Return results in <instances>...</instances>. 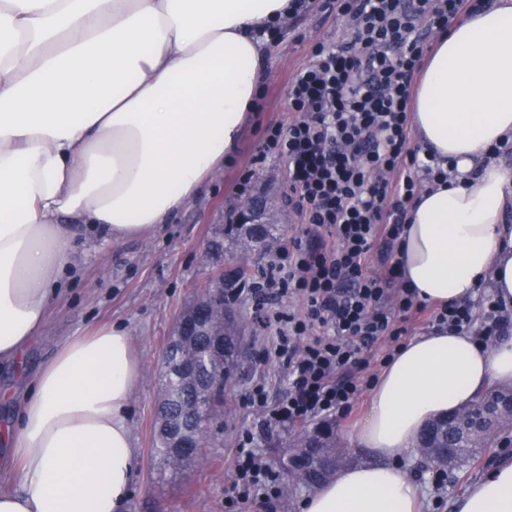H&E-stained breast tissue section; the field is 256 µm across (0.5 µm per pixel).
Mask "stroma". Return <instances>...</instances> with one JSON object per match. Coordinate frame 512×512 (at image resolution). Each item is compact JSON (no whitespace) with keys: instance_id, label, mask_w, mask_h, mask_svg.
Returning <instances> with one entry per match:
<instances>
[{"instance_id":"obj_1","label":"stroma","mask_w":512,"mask_h":512,"mask_svg":"<svg viewBox=\"0 0 512 512\" xmlns=\"http://www.w3.org/2000/svg\"><path fill=\"white\" fill-rule=\"evenodd\" d=\"M345 37L333 0H310L305 12L282 26L267 44V74L258 107L222 173L149 239L82 240L75 257L76 271L65 279L61 296L51 303L46 326L26 353L25 369L0 368V387L22 391L58 340L116 322L127 328L143 365V379L131 404L139 464L126 512H225L238 438L263 422L259 413L246 406L244 394L259 379L265 380L273 398L287 387L282 366L262 357L269 333L261 325L257 307L247 297L234 299L246 320L247 362L224 398L223 412L207 427L204 465L192 464L174 473L160 469L152 458L161 362L175 320L217 271L232 270L237 264L229 227L239 202V176L261 145L267 124L291 119L288 83L310 64L312 45L318 41L333 44ZM368 399V393H361L347 417L332 421L342 464L369 458L366 449L350 440ZM506 457L512 458V434L499 439L474 467L455 473L439 486L434 483L435 469L426 467L413 453L404 454L400 465L425 491L423 512H452L454 499Z\"/></svg>"}]
</instances>
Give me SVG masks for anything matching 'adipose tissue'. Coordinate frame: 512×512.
<instances>
[{
  "label": "adipose tissue",
  "mask_w": 512,
  "mask_h": 512,
  "mask_svg": "<svg viewBox=\"0 0 512 512\" xmlns=\"http://www.w3.org/2000/svg\"><path fill=\"white\" fill-rule=\"evenodd\" d=\"M291 0H0V362L21 366L72 272L78 234L109 242L170 223L235 150L266 71L265 36ZM411 124L441 176L416 194L398 242L406 287L429 303L489 287L512 303V0H484L439 33ZM128 330L58 342L0 427L12 454L0 512H123L138 468ZM512 384V339L445 328L404 343L352 438L374 455L301 512H421L394 458L424 425ZM453 512H512V459Z\"/></svg>",
  "instance_id": "ef3b65f1"
}]
</instances>
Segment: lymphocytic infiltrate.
<instances>
[{"label":"lymphocytic infiltrate","mask_w":512,"mask_h":512,"mask_svg":"<svg viewBox=\"0 0 512 512\" xmlns=\"http://www.w3.org/2000/svg\"><path fill=\"white\" fill-rule=\"evenodd\" d=\"M468 0H336L348 25L338 44L315 43L314 61L291 79L288 124L266 126L237 191L248 196L256 167L280 158L288 166L285 203L302 234L271 256L249 283L261 302L270 346L288 375V388L270 400L264 383L251 385L247 403L266 426L345 415L365 382L350 377L382 339L399 340L396 316L423 315L426 303L403 284L397 266L366 271L379 243L397 241L418 173L434 167L409 140L412 79L423 55L424 29H444ZM300 301V309L289 301ZM242 434L232 489L241 503L280 497L282 480Z\"/></svg>","instance_id":"f902f5d3"}]
</instances>
